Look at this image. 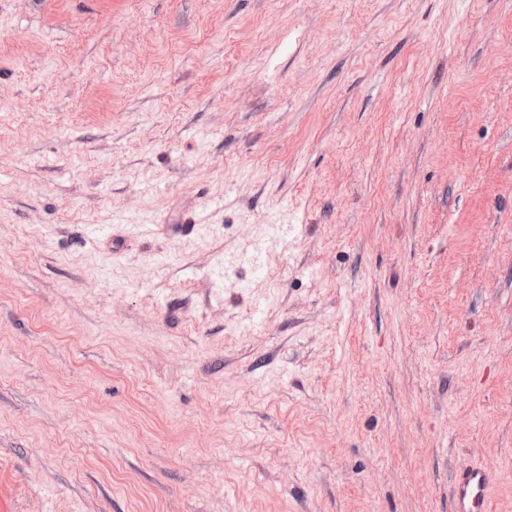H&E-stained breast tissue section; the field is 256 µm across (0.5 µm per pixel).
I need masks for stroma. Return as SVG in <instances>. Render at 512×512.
Listing matches in <instances>:
<instances>
[{
	"mask_svg": "<svg viewBox=\"0 0 512 512\" xmlns=\"http://www.w3.org/2000/svg\"><path fill=\"white\" fill-rule=\"evenodd\" d=\"M467 464L512 512V0H0V512Z\"/></svg>",
	"mask_w": 512,
	"mask_h": 512,
	"instance_id": "obj_1",
	"label": "stroma"
}]
</instances>
